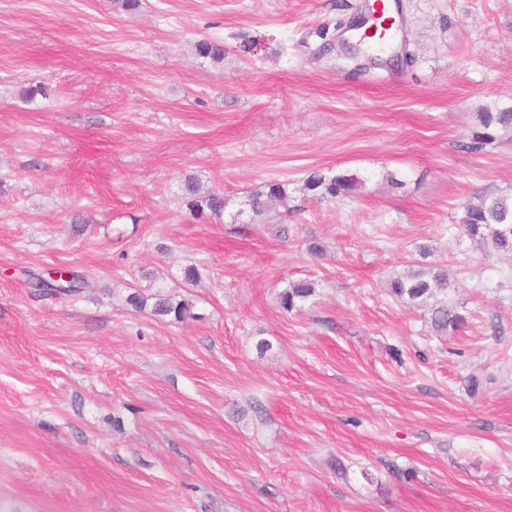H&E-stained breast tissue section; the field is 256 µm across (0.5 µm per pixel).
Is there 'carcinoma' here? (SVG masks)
I'll list each match as a JSON object with an SVG mask.
<instances>
[{
    "mask_svg": "<svg viewBox=\"0 0 512 512\" xmlns=\"http://www.w3.org/2000/svg\"><path fill=\"white\" fill-rule=\"evenodd\" d=\"M197 55L209 58L214 62L224 61V43L219 40L202 38L195 43ZM480 124L488 129L491 126L503 132L512 131V109L503 112H481L478 114ZM358 180L354 176L344 174L326 175L320 172L311 173L304 183V189L322 198L348 196L356 188ZM185 191L188 194V209L201 214L205 211L213 217L220 218L224 214L226 199L221 192H211L204 196L197 195V185L191 176L185 179ZM287 197L286 189L279 183L268 185V191L248 197L249 211L259 216L263 214L271 200H283ZM460 228L470 240L478 243L488 252H512V196H485L476 204H466L459 220ZM88 285L87 275L73 271L70 279L53 280L38 278L32 283L39 295L61 297L75 295ZM448 285L447 271L442 268H424L410 264L407 269L397 275L390 283L391 293L409 303L423 302L436 296L437 291ZM314 283L302 280L290 284L279 296L280 306L292 310L296 304L314 293ZM151 297L140 291L127 295L126 304L138 312L151 307L155 316H171L182 321L190 316L189 305L171 298H156L148 304ZM434 328L441 332H457L465 324V317L455 309L448 307L444 300L435 302L432 309Z\"/></svg>",
    "mask_w": 512,
    "mask_h": 512,
    "instance_id": "obj_1",
    "label": "carcinoma"
}]
</instances>
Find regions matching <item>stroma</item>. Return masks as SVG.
I'll return each mask as SVG.
<instances>
[{"instance_id":"1","label":"stroma","mask_w":512,"mask_h":512,"mask_svg":"<svg viewBox=\"0 0 512 512\" xmlns=\"http://www.w3.org/2000/svg\"><path fill=\"white\" fill-rule=\"evenodd\" d=\"M370 2L0 0V512H512V253L459 231L512 195V139L468 148L512 108V0H400L398 68L339 45ZM411 262L459 334L391 295ZM62 266L79 295L30 288ZM358 180L354 176L344 174L326 175L320 172L311 173L304 183V190L321 198L348 196L356 188ZM185 191L189 195L186 205L193 214H202L205 209L216 218H221L224 214L226 206L224 193L214 191L204 196H197L198 188L192 176H187L185 179ZM286 197L287 193L285 187L279 183H273L268 185V191L266 193L250 195L246 205L254 216H260L266 211L268 203L272 199L283 200ZM314 282L302 280L290 284L279 296L280 306L285 311L292 310L299 301H303L314 293ZM147 296L140 291H134L127 295L126 304L135 311L142 312L146 309L148 301L156 299L151 306V312L155 316H173L175 321H183L190 315L189 305L183 301H173L171 298H159ZM432 322L438 332L448 333L462 329L466 320L462 314L448 307L445 300H436L432 309Z\"/></svg>"}]
</instances>
